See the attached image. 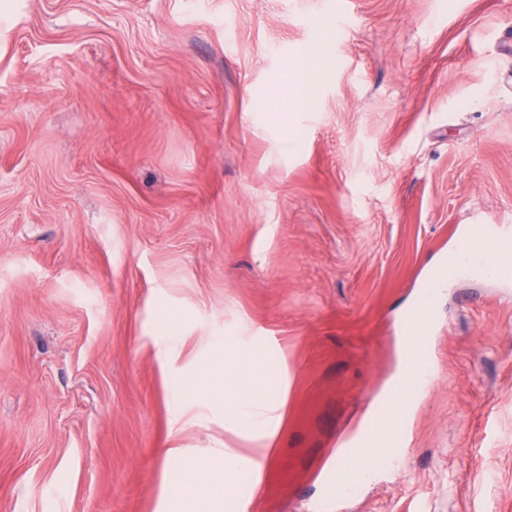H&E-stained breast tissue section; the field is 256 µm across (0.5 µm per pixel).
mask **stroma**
<instances>
[{
    "mask_svg": "<svg viewBox=\"0 0 512 512\" xmlns=\"http://www.w3.org/2000/svg\"><path fill=\"white\" fill-rule=\"evenodd\" d=\"M507 31L512 0H0V512H177L163 448L254 454L200 393L228 337L285 395L222 512H316L429 274L512 225ZM433 319L410 446L341 512H512V273ZM511 238L510 224H479L470 232L469 243L472 239L475 248L480 252L481 248L499 246L501 242Z\"/></svg>",
    "mask_w": 512,
    "mask_h": 512,
    "instance_id": "obj_1",
    "label": "stroma"
}]
</instances>
